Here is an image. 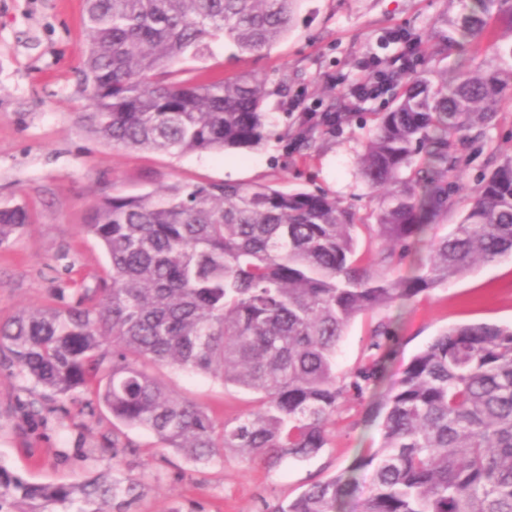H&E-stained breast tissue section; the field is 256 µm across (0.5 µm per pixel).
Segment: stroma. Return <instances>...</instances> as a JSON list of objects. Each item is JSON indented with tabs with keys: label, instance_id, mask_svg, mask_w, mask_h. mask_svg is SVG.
Returning a JSON list of instances; mask_svg holds the SVG:
<instances>
[{
	"label": "stroma",
	"instance_id": "1",
	"mask_svg": "<svg viewBox=\"0 0 512 512\" xmlns=\"http://www.w3.org/2000/svg\"><path fill=\"white\" fill-rule=\"evenodd\" d=\"M84 0H0V205L24 204L34 222L0 246V321L38 305L71 300L108 265L102 245L82 233L100 194H140L175 181L270 183L281 189L324 191L370 219L376 201L359 176V157L376 113L392 103L384 92L354 103L318 150L280 139L302 113L320 117L334 97L348 94L376 70L395 69L408 48L419 47L443 21L455 17L457 0H300L288 36L258 55L232 58L223 39L201 59L183 62L193 74L251 71L266 77L265 109L276 129L255 149L173 156L115 148L78 119L88 100L77 70L87 46ZM489 148L471 153L463 193L438 228L450 231L466 208V194L496 165L489 149L512 155V112L487 127ZM399 335L392 373L446 327L466 323L512 324V257L474 266L448 285L423 293L397 312ZM374 315L346 328L336 359L345 374L365 358ZM156 375L170 389L232 419L250 407L251 393L200 374L169 368ZM44 391L17 368L0 366V466L31 484L77 483L99 475L135 478L141 496L127 512H271L311 483L348 467L360 448L378 444L380 432L355 425L361 407H339L331 443L318 455L276 469L244 463L218 452L197 465L138 429L113 419L105 408L83 416L87 396L75 392L64 409L35 420L16 412L17 402ZM119 435L136 446L117 457L102 450Z\"/></svg>",
	"mask_w": 512,
	"mask_h": 512
}]
</instances>
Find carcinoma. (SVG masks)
<instances>
[{
    "label": "carcinoma",
    "instance_id": "1",
    "mask_svg": "<svg viewBox=\"0 0 512 512\" xmlns=\"http://www.w3.org/2000/svg\"><path fill=\"white\" fill-rule=\"evenodd\" d=\"M299 0H86L88 46L79 70L90 102L81 121L117 148L170 155L260 146L271 134L266 79L240 72L186 76L222 36L233 55L271 48L290 32ZM458 17L434 32L426 67L413 51L378 92L403 83L376 114L359 161L375 193L368 230L389 247L356 257L351 207L324 192L266 184L177 181L142 194H105L87 234L109 267L71 304L24 310L0 323V364L16 366L53 397L92 395L122 424L155 435L195 464L217 450L276 468L317 455L336 411L364 400L360 422L380 429L377 447L271 512H512V326L464 324L440 331L396 379L387 364L397 329L378 319L365 361L344 376L336 355L357 317L405 304L478 263L512 254V156L468 198L461 221L437 236L456 204L464 151L505 110L512 74L495 65L458 69L448 50L466 44L512 59V0H459ZM339 112L299 119L295 145L311 149L336 131ZM32 222L22 205L0 206V245ZM427 243V254L399 273ZM159 367L212 375L257 394L252 408L219 419L169 390ZM139 481L92 478L30 484L0 465V512H106L129 505Z\"/></svg>",
    "mask_w": 512,
    "mask_h": 512
}]
</instances>
